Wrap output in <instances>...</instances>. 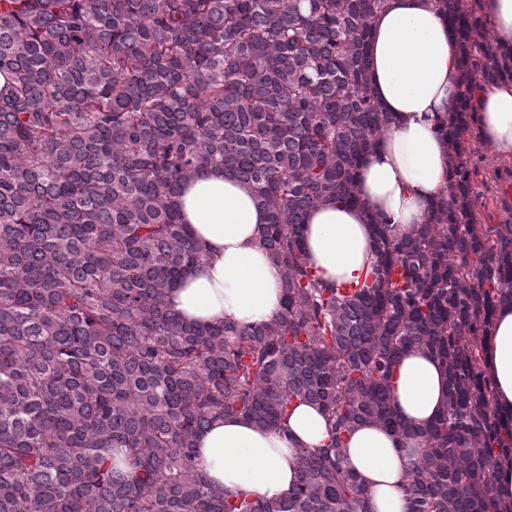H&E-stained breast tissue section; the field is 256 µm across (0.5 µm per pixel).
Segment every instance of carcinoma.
<instances>
[{"label":"carcinoma","mask_w":512,"mask_h":512,"mask_svg":"<svg viewBox=\"0 0 512 512\" xmlns=\"http://www.w3.org/2000/svg\"><path fill=\"white\" fill-rule=\"evenodd\" d=\"M384 0H0V512H369L344 440L374 423L422 447L411 512H512V457L482 363L512 304V225L469 200L468 93L512 80L482 0H437L460 42L461 97L440 122L455 179L404 236L375 225L370 282L320 286L303 228L357 202L392 123L366 47ZM268 216L258 245L284 305L256 326L194 324L168 303L202 259L178 198L205 167ZM421 351L448 374L429 426L390 383ZM308 403L332 432L298 448L285 498L228 497L196 466L219 416L279 430Z\"/></svg>","instance_id":"1"}]
</instances>
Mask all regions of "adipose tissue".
<instances>
[{
  "label": "adipose tissue",
  "mask_w": 512,
  "mask_h": 512,
  "mask_svg": "<svg viewBox=\"0 0 512 512\" xmlns=\"http://www.w3.org/2000/svg\"><path fill=\"white\" fill-rule=\"evenodd\" d=\"M459 46L434 0H385L368 46L371 87L396 117L356 173L359 202L311 210L304 237L312 271L326 288L360 284L372 273L373 221L397 234L426 223L430 203L452 180L437 120L458 103ZM470 107L481 142L512 162V81L474 90ZM182 218L204 258L184 275L169 301L186 321L267 323L283 308L281 272L257 243L267 215L252 191L223 169L199 172L179 199ZM483 369L491 383L504 435H512V305L496 310ZM448 378L429 354L411 351L396 369L392 399L400 416L424 427L442 411ZM287 434L258 428L241 416L214 419L196 442L203 477L226 495L275 498L296 481L295 449L325 448L324 415L306 403L292 406ZM349 467L370 491L371 512H409L404 487L410 456L378 425L357 427L346 439Z\"/></svg>",
  "instance_id": "adipose-tissue-1"
}]
</instances>
